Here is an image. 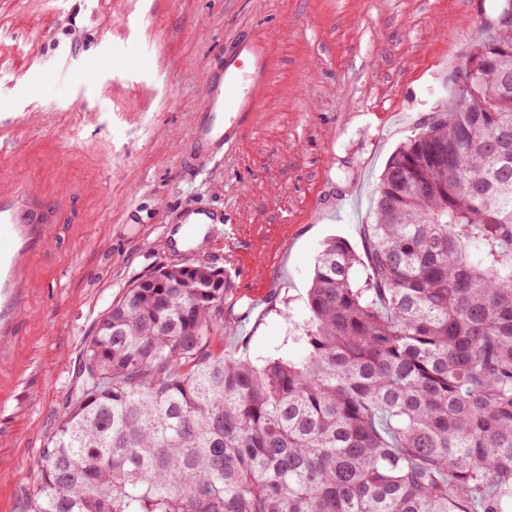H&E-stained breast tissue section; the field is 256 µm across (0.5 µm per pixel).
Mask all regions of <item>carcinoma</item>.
Masks as SVG:
<instances>
[{"instance_id":"carcinoma-1","label":"carcinoma","mask_w":512,"mask_h":512,"mask_svg":"<svg viewBox=\"0 0 512 512\" xmlns=\"http://www.w3.org/2000/svg\"><path fill=\"white\" fill-rule=\"evenodd\" d=\"M485 28L389 159L364 255L319 253L300 358L224 350L210 268L98 321L26 512H506L512 55Z\"/></svg>"}]
</instances>
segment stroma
Instances as JSON below:
<instances>
[{
	"label": "stroma",
	"mask_w": 512,
	"mask_h": 512,
	"mask_svg": "<svg viewBox=\"0 0 512 512\" xmlns=\"http://www.w3.org/2000/svg\"><path fill=\"white\" fill-rule=\"evenodd\" d=\"M495 0H0V183L63 213L35 259V299L0 378V512L35 463L112 301L182 261L188 204L223 212L190 256L228 269L224 347L294 356L324 241L364 250L373 187L431 113ZM75 35H66V28ZM260 33L271 81L235 146L185 150L235 39Z\"/></svg>",
	"instance_id": "1"
}]
</instances>
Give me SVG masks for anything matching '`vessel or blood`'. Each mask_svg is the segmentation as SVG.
Masks as SVG:
<instances>
[{
  "label": "vessel or blood",
  "mask_w": 512,
  "mask_h": 512,
  "mask_svg": "<svg viewBox=\"0 0 512 512\" xmlns=\"http://www.w3.org/2000/svg\"><path fill=\"white\" fill-rule=\"evenodd\" d=\"M271 48L254 35L239 41L212 73L205 88L207 109L198 113L189 154L212 153L231 146L260 103L270 74ZM54 202L23 182L0 191V365L13 357L21 337V319L30 305L32 262L51 239L57 220ZM222 214L204 207H186L177 224L183 249Z\"/></svg>",
  "instance_id": "vessel-or-blood-1"
}]
</instances>
